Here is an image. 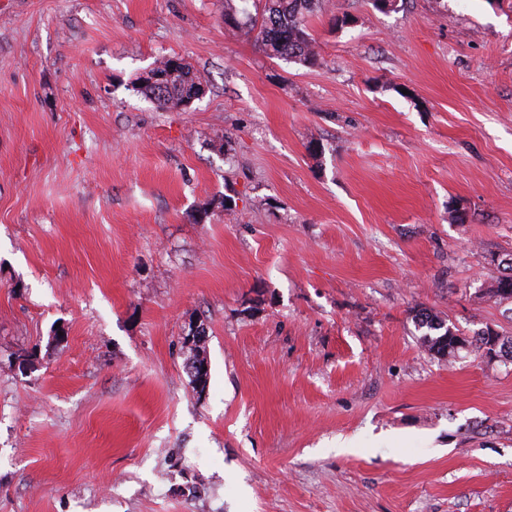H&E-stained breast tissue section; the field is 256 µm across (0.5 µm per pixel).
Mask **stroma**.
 <instances>
[{
    "mask_svg": "<svg viewBox=\"0 0 512 512\" xmlns=\"http://www.w3.org/2000/svg\"><path fill=\"white\" fill-rule=\"evenodd\" d=\"M325 3L0 0V512H512V0ZM234 0H224V23L251 36L266 54L305 66L318 62L307 18L322 11L323 0H265L253 15ZM175 60L180 61L179 64ZM159 71L166 74L164 86H156L142 81L139 76L135 81L137 91L156 102L161 108L181 107V102L188 86L197 81L204 83V79L193 70L190 64L179 57L163 58L156 62ZM416 324L418 328L426 327L428 330H441L444 332L432 336L429 333H424L421 337L422 345L432 354L440 357H454L460 350L467 346H473L477 350H483L486 355L494 352L495 355L490 356L491 358L497 355V349L493 350L491 330L483 331L481 334L478 333L472 340H469L465 336H460L457 331L453 330L452 327L446 326L445 321H442L437 315L430 311L424 310L415 316Z\"/></svg>",
    "mask_w": 512,
    "mask_h": 512,
    "instance_id": "stroma-1",
    "label": "stroma"
}]
</instances>
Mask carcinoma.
<instances>
[{"instance_id":"carcinoma-1","label":"carcinoma","mask_w":512,"mask_h":512,"mask_svg":"<svg viewBox=\"0 0 512 512\" xmlns=\"http://www.w3.org/2000/svg\"><path fill=\"white\" fill-rule=\"evenodd\" d=\"M323 4L324 0H265L262 13L254 15L238 7L234 0H224V23L252 37L272 57L313 66L318 62V52L307 18L322 11ZM157 68L167 76L164 85L156 86L138 78L135 86L161 108L181 106L188 87L196 81L204 82L190 64L183 60L177 62L173 57L157 61ZM489 294L500 300H512V258L505 261L503 275L497 277ZM415 320L419 328L428 329L421 337L422 345L437 356L452 358L468 346L489 355L493 352L492 340L495 339L499 348L512 359V339L504 341L498 335L492 339L487 330L470 340L427 310L417 314ZM431 330H439L441 334L432 336L429 334Z\"/></svg>"}]
</instances>
